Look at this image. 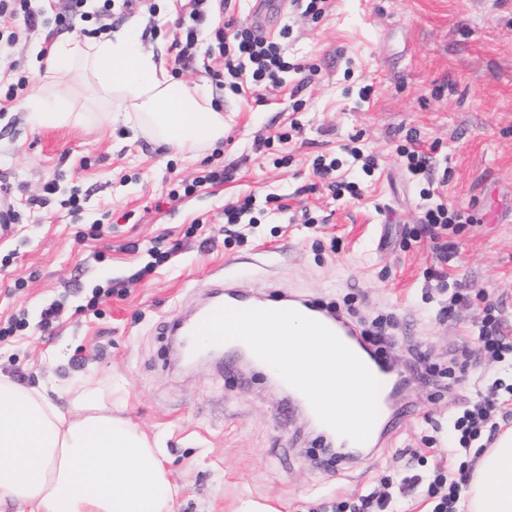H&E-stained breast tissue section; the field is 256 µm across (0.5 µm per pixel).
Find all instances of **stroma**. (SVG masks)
I'll use <instances>...</instances> for the list:
<instances>
[{
	"label": "stroma",
	"mask_w": 512,
	"mask_h": 512,
	"mask_svg": "<svg viewBox=\"0 0 512 512\" xmlns=\"http://www.w3.org/2000/svg\"><path fill=\"white\" fill-rule=\"evenodd\" d=\"M176 8L159 0L155 16L133 17L142 48L176 80L211 85L214 28L250 24L249 0L215 8L181 64L171 45ZM268 24L289 61L316 74L304 85L289 74L261 103L213 87L224 140L195 153L106 121L110 96L68 75L62 91L85 121L31 125L25 103L44 86L45 34L0 53V195L18 214L0 231V324L24 321L0 340V375L42 389L70 417L80 390L111 396L161 449L179 489L173 512H337L384 482L387 512H432L435 468L470 471L477 460L456 452L453 416L486 383L512 384V363L475 355L487 304L512 336V0H330L319 18L289 5ZM20 75L26 92L5 99ZM368 84L370 98L360 99ZM294 122L300 134L281 140ZM411 130L433 158L430 179L411 175L399 154ZM351 143L374 155L373 173L352 163ZM320 156L341 161L339 177L360 196L317 185ZM210 170L230 178L183 196L184 183ZM426 188L471 218L452 235L447 267L466 303L447 314L421 222ZM250 194L284 196L288 209L242 225L244 241H226L225 207ZM153 246L167 259L152 263ZM221 275L257 299L280 290L335 307L368 332L388 323L385 356L403 371L422 347L433 384L410 378V406L379 447L334 469L317 465L319 427L292 411L263 369L176 365L178 347L162 329ZM98 285L113 293L87 309ZM54 300L66 314L47 334L40 312Z\"/></svg>",
	"instance_id": "stroma-1"
}]
</instances>
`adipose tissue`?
<instances>
[{"instance_id":"obj_1","label":"adipose tissue","mask_w":512,"mask_h":512,"mask_svg":"<svg viewBox=\"0 0 512 512\" xmlns=\"http://www.w3.org/2000/svg\"><path fill=\"white\" fill-rule=\"evenodd\" d=\"M82 70L156 140L181 151L224 138V115L209 91L188 86L142 51L135 27L86 42L54 44L48 79ZM39 126L78 124L82 113L57 97L28 101ZM66 419L39 391L0 376V499L30 512H172L176 488L157 449L102 398L88 393ZM464 512H512V430L486 449L460 503Z\"/></svg>"}]
</instances>
